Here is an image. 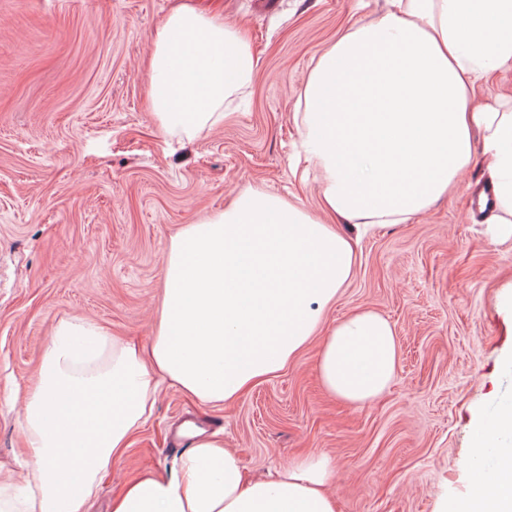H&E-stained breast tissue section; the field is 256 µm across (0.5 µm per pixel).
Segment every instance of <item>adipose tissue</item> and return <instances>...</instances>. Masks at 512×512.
<instances>
[{
  "label": "adipose tissue",
  "mask_w": 512,
  "mask_h": 512,
  "mask_svg": "<svg viewBox=\"0 0 512 512\" xmlns=\"http://www.w3.org/2000/svg\"><path fill=\"white\" fill-rule=\"evenodd\" d=\"M318 58L302 93V154L322 174L326 211L355 226L405 224L457 186L484 155L494 191L491 243L512 241V100L472 106L470 90L512 68V0H386ZM255 58L240 28L180 0L157 31L149 110L170 138L192 140L224 119L251 84ZM348 149L353 167L338 163ZM351 237L264 191L172 237L151 347L141 352L79 319L60 321L28 395L23 430L33 462L22 498L0 485V512H86L98 479L152 415L162 384L201 402L234 401L283 370L313 340L324 391L357 408L395 378V326L358 308L322 332L355 274ZM462 500L438 512H512V408L478 420ZM330 459L248 479L218 434L197 433L170 472L146 471L112 512H340Z\"/></svg>",
  "instance_id": "obj_1"
}]
</instances>
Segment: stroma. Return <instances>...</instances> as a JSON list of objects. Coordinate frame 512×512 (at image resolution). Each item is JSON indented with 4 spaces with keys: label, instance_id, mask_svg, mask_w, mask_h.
<instances>
[{
    "label": "stroma",
    "instance_id": "1",
    "mask_svg": "<svg viewBox=\"0 0 512 512\" xmlns=\"http://www.w3.org/2000/svg\"><path fill=\"white\" fill-rule=\"evenodd\" d=\"M176 2L0 0V475L12 483L32 469L23 405L60 320L148 344L179 230L249 187L318 213V174L291 168L300 93L336 36L384 4L191 0L242 28L258 65L223 122L177 141L146 103L154 35ZM485 173L477 162L427 213L360 236L359 270L325 322L366 306L395 325L401 357L383 397H328L315 343L224 408L162 385L87 512H111L143 469L170 470L188 419L223 432L254 477L329 456L340 512H436L463 496L475 422L512 407V244H491L470 206Z\"/></svg>",
    "mask_w": 512,
    "mask_h": 512
}]
</instances>
